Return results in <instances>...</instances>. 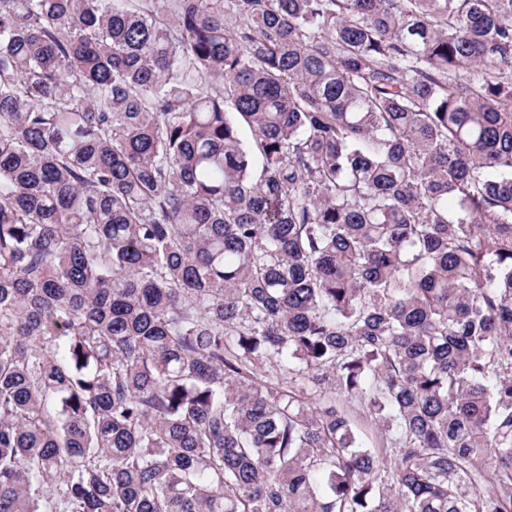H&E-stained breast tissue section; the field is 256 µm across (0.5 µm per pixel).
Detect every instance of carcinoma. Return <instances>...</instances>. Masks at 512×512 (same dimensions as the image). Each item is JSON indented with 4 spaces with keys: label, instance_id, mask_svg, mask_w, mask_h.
I'll list each match as a JSON object with an SVG mask.
<instances>
[{
    "label": "carcinoma",
    "instance_id": "carcinoma-1",
    "mask_svg": "<svg viewBox=\"0 0 512 512\" xmlns=\"http://www.w3.org/2000/svg\"><path fill=\"white\" fill-rule=\"evenodd\" d=\"M0 512H512V0H0Z\"/></svg>",
    "mask_w": 512,
    "mask_h": 512
}]
</instances>
